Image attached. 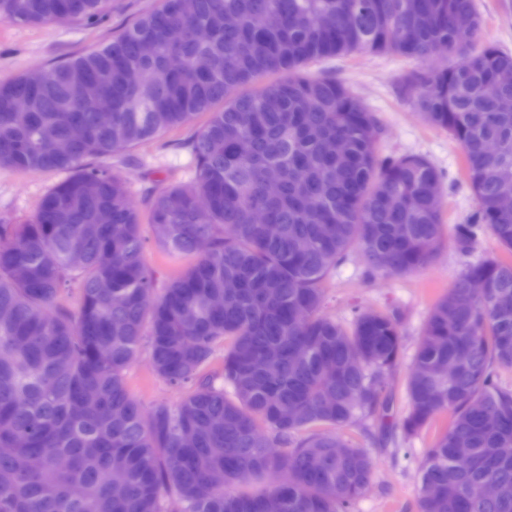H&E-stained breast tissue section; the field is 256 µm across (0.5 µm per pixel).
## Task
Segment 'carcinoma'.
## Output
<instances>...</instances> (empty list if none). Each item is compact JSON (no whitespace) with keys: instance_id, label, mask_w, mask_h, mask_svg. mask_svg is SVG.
<instances>
[{"instance_id":"carcinoma-1","label":"carcinoma","mask_w":512,"mask_h":512,"mask_svg":"<svg viewBox=\"0 0 512 512\" xmlns=\"http://www.w3.org/2000/svg\"><path fill=\"white\" fill-rule=\"evenodd\" d=\"M111 13L112 0H0V18L26 25ZM357 50L420 63L401 97L460 145L476 204L455 244L468 251L485 227L512 253V214L498 210L512 194V54L484 41L475 0H162L107 44L0 82V166L69 172L31 223L0 224V512H347L364 494L372 462L338 430L388 424L401 317L360 311L346 327L322 312L321 285L352 250L372 272L423 269L446 232L431 162L380 154L375 113L335 77L302 72ZM440 51L454 62L430 66ZM201 112L195 181L147 199L155 240L196 262L151 302L139 212L105 161ZM335 141L343 152L327 150ZM255 208L267 223H251ZM501 294L512 261L469 265L424 324L400 427L449 424L421 461L419 512H512ZM225 342L221 373H207ZM144 345L153 372L185 389L147 412L125 380ZM246 475L264 487L237 490Z\"/></svg>"}]
</instances>
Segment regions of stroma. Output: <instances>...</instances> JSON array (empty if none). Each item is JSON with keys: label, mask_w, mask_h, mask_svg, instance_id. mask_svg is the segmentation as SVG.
I'll list each match as a JSON object with an SVG mask.
<instances>
[{"label": "stroma", "mask_w": 512, "mask_h": 512, "mask_svg": "<svg viewBox=\"0 0 512 512\" xmlns=\"http://www.w3.org/2000/svg\"><path fill=\"white\" fill-rule=\"evenodd\" d=\"M160 2L113 0L111 16L97 24L24 25L0 18V81L30 70L48 69L51 63L106 44ZM476 7L485 40L512 53V0H476ZM407 68V62L400 57L368 51L321 59L307 66L310 73L325 72L344 82L378 115L384 128L378 144L381 154H418L438 169L442 177L440 205L444 220L452 229L464 223L475 209L463 153L446 131L428 125L401 100L399 84ZM208 119V114H200L190 125L169 130L110 159L112 169L126 178L131 202L140 214L148 212V190L193 182L195 168L186 143ZM65 177L62 171L31 174L0 167V222L30 221L43 196ZM502 254L494 237L483 232L470 253L461 254L453 244H446L429 266L406 276L367 274L355 255L328 274L323 284L322 310L337 321L351 324L361 310L396 311L402 316V362L386 377V387L394 397L395 419H402L409 409L405 377L430 309L467 264ZM145 259L158 294L193 262L189 256L170 255L150 236L145 239ZM126 383L147 409L180 395L179 390L154 374L145 351L128 368ZM448 423V415L442 413L431 426L415 435L399 428L382 433L368 418L340 429L341 438L363 448L374 463L369 488L349 506L348 512H418L420 461Z\"/></svg>", "instance_id": "stroma-1"}]
</instances>
